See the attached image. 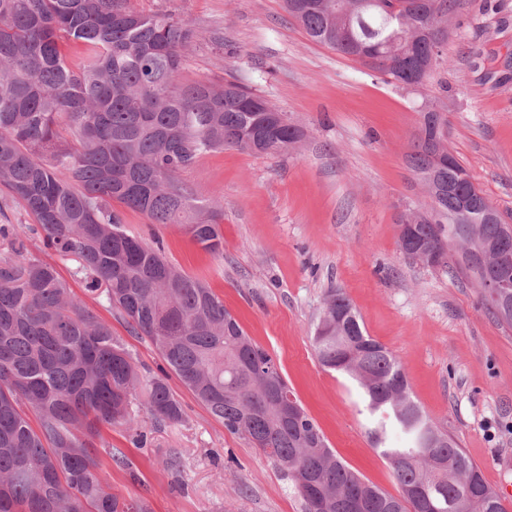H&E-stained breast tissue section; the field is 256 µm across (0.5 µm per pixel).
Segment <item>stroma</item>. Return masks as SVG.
<instances>
[{
    "label": "stroma",
    "instance_id": "obj_1",
    "mask_svg": "<svg viewBox=\"0 0 512 512\" xmlns=\"http://www.w3.org/2000/svg\"><path fill=\"white\" fill-rule=\"evenodd\" d=\"M145 14L188 20L199 37L184 83L234 77L283 112L304 137L287 156L224 149L181 179L224 211V249L196 244L185 225L153 224L121 208L127 233L161 244L168 261L219 295L247 335L281 365L289 389L328 444L365 481L399 487L368 437L357 383L325 369L312 336L331 290L345 293L367 333L400 361L410 393L479 466L497 492L512 491V327L489 310L478 284L450 267L403 254L398 226L426 200L409 167L420 107L437 101L448 147L505 222L512 224V0H459L438 71L417 91L309 39L283 0H128ZM220 32L223 44L210 41ZM0 224L23 225L27 248L54 265L73 292L146 375L167 376L184 420L157 424L142 400L133 422L96 441L113 494L142 497L151 512H304L278 465L221 421L179 381L151 341L85 291L75 260L44 248L41 231L15 204ZM126 459L117 467L114 456ZM178 456L170 468L169 456Z\"/></svg>",
    "mask_w": 512,
    "mask_h": 512
}]
</instances>
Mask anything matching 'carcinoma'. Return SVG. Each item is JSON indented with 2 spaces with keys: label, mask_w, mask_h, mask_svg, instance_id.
<instances>
[{
  "label": "carcinoma",
  "mask_w": 512,
  "mask_h": 512,
  "mask_svg": "<svg viewBox=\"0 0 512 512\" xmlns=\"http://www.w3.org/2000/svg\"><path fill=\"white\" fill-rule=\"evenodd\" d=\"M457 0L435 14L423 0H318L287 10L315 43L360 61L389 83L418 87L443 54ZM198 34L189 22L139 13L127 0H0V188L22 204L44 244L73 256L86 291L146 336L181 383L232 433L273 459L302 497L356 491L365 512H506L501 498L448 431L410 395L399 361L367 335L350 300L330 295L312 337L319 363L350 375L378 421L374 447L391 464L399 495L363 480L308 415H279L288 389L280 365L247 336L224 301L129 235L111 202L153 224H185L219 253L221 208L201 204L179 179L204 154L226 148L286 154L303 132L234 81L179 80ZM66 41L85 47L71 68ZM420 124L409 161L418 174L438 160L441 186L408 209L407 255L448 266L454 247L496 244L506 225L481 217L468 171L448 160V121ZM0 512H149L140 497L113 495L94 442L104 426L131 421L146 396L158 423L183 419L165 379L143 377L111 325L30 252L14 224H0ZM405 441L390 443L388 429Z\"/></svg>",
  "instance_id": "1"
}]
</instances>
